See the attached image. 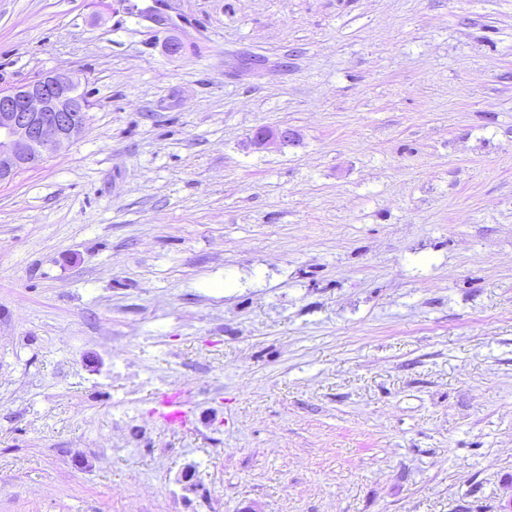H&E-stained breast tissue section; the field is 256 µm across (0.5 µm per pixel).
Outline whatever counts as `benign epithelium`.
Instances as JSON below:
<instances>
[{"label": "benign epithelium", "mask_w": 512, "mask_h": 512, "mask_svg": "<svg viewBox=\"0 0 512 512\" xmlns=\"http://www.w3.org/2000/svg\"><path fill=\"white\" fill-rule=\"evenodd\" d=\"M90 104L79 82L50 72L0 90V182L35 168L70 145L84 129ZM296 138L288 127L262 126L252 133L258 147H274Z\"/></svg>", "instance_id": "1"}]
</instances>
